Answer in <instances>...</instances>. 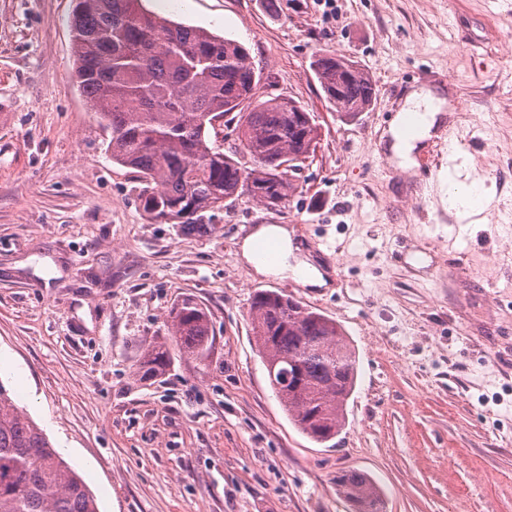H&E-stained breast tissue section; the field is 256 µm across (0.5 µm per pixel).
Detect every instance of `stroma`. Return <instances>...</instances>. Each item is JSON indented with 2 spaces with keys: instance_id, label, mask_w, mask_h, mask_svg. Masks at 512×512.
<instances>
[{
  "instance_id": "35a3bbf8",
  "label": "stroma",
  "mask_w": 512,
  "mask_h": 512,
  "mask_svg": "<svg viewBox=\"0 0 512 512\" xmlns=\"http://www.w3.org/2000/svg\"><path fill=\"white\" fill-rule=\"evenodd\" d=\"M76 0H0V383L100 512H352L336 474L365 471L384 512H512V0H143L250 53L256 100L293 98L318 130L295 190L242 195L203 233L158 224L136 170L74 77ZM338 54L376 98L340 116L313 71ZM462 98L415 157L390 129L412 92ZM472 180L469 212L450 175ZM285 224L324 287L260 276L239 253ZM335 319L356 352L345 424L318 444L288 419L253 335L257 290ZM209 313L204 358L170 331L177 301ZM171 362L138 367L150 343ZM170 362L169 350L164 342L149 344L145 356L139 366L143 378H154L161 375Z\"/></svg>"
}]
</instances>
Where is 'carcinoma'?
<instances>
[{
    "label": "carcinoma",
    "instance_id": "cac0c4a2",
    "mask_svg": "<svg viewBox=\"0 0 512 512\" xmlns=\"http://www.w3.org/2000/svg\"><path fill=\"white\" fill-rule=\"evenodd\" d=\"M71 28L78 87L110 131L112 162L141 174L150 219L199 230L207 212L242 193L267 208L288 197L293 183L284 164L315 150L317 130L309 112H290L276 97L241 111L252 97L254 69L245 47L160 18L142 0H77ZM315 73L342 117L372 105L375 88L360 69L338 78L336 56L325 54ZM236 111L249 168L219 141L216 120ZM250 316L270 386L288 416L318 443L334 438L357 380L355 352L341 326L271 290L255 294ZM171 327L184 351L204 356V308L182 300L171 311ZM169 362L166 344L153 342L139 372L154 378ZM336 487L353 512H382L378 486L366 473L345 470ZM0 512H98L81 475L1 383Z\"/></svg>",
    "mask_w": 512,
    "mask_h": 512
}]
</instances>
